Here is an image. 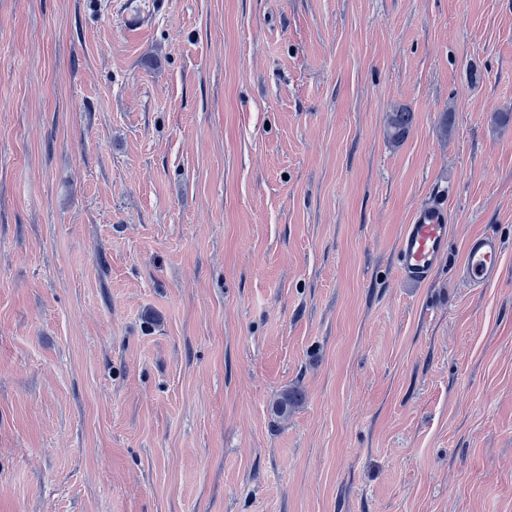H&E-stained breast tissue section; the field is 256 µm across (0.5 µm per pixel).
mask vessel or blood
Returning a JSON list of instances; mask_svg holds the SVG:
<instances>
[{
	"label": "vessel or blood",
	"instance_id": "1",
	"mask_svg": "<svg viewBox=\"0 0 512 512\" xmlns=\"http://www.w3.org/2000/svg\"><path fill=\"white\" fill-rule=\"evenodd\" d=\"M448 208L440 201H427L413 212L398 244L400 275L415 284L427 283L439 267L448 239ZM504 243L494 231L471 236L459 273L478 288L498 280L502 273Z\"/></svg>",
	"mask_w": 512,
	"mask_h": 512
}]
</instances>
